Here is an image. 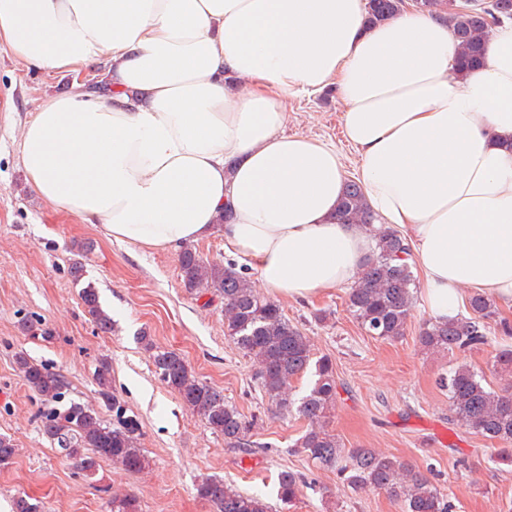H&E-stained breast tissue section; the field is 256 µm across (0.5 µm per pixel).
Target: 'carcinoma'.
<instances>
[{
  "label": "carcinoma",
  "instance_id": "carcinoma-1",
  "mask_svg": "<svg viewBox=\"0 0 512 512\" xmlns=\"http://www.w3.org/2000/svg\"><path fill=\"white\" fill-rule=\"evenodd\" d=\"M425 11L448 10V23L456 45V66L461 73L478 67L484 59L491 24L512 18V0H493L468 10L456 8L455 0H417ZM404 0H367V21L377 24L393 18ZM344 224L372 225L374 215L362 187L348 180L338 205ZM409 246L395 230H380L360 277L347 293V308L368 335L393 339L403 335L415 308L416 276L407 262ZM185 287L210 293L224 300V328L245 356L256 363L260 390L276 407L294 411L307 421L295 447L315 464L336 469L341 482L357 492L374 490L401 504L402 512H452L448 496L431 478L396 457L372 448H346L326 428L328 414L336 406L338 384L331 358H314L308 337L288 321L280 304L261 296L246 274L235 264L223 266L204 260L197 250L185 246L179 258ZM82 300L98 329H112L109 315L98 305L93 289L82 292ZM469 314L440 322L428 320L420 329V346L433 352H465L493 343L490 324L498 315L493 299L475 293L468 299ZM141 340L153 350L152 364L160 380L177 393L182 404L200 418L211 433L224 437L232 448L248 453L254 447L251 423L236 406L224 400V391L199 380L184 357L174 350L157 347L147 336ZM26 383L39 395L56 401L67 387L65 377L29 359L16 356ZM494 367L512 377V350L494 356ZM314 370L315 381L307 394L298 398L293 381ZM99 399L106 407L119 401L112 393L111 368L103 360L96 370ZM448 390L451 417L483 437L504 444L498 460L512 463V390L499 392L484 383V377L467 363H458L440 379ZM49 422L41 432L58 445L67 458H79L85 472L108 460L127 471L146 467L141 449V422L128 415L116 426L107 425L98 409L71 401L49 411ZM17 448L11 437L0 434V465L11 462ZM305 481L296 472L283 470L277 479V499L283 507L300 500ZM197 496L213 505L216 512H272L271 505L257 494H249L219 479L207 478L196 486Z\"/></svg>",
  "mask_w": 512,
  "mask_h": 512
}]
</instances>
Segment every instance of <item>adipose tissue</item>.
I'll return each mask as SVG.
<instances>
[{"mask_svg":"<svg viewBox=\"0 0 512 512\" xmlns=\"http://www.w3.org/2000/svg\"><path fill=\"white\" fill-rule=\"evenodd\" d=\"M366 0H0V46L71 76L19 135L37 197L114 242L173 250L221 233L277 299L353 284L374 227L338 223L335 145L285 134L298 94L338 89L356 174L403 232L424 309L472 290L512 310V20L459 74L447 20L406 4L370 27ZM98 69L109 94L80 75ZM229 223H221L223 212Z\"/></svg>","mask_w":512,"mask_h":512,"instance_id":"1","label":"adipose tissue"}]
</instances>
